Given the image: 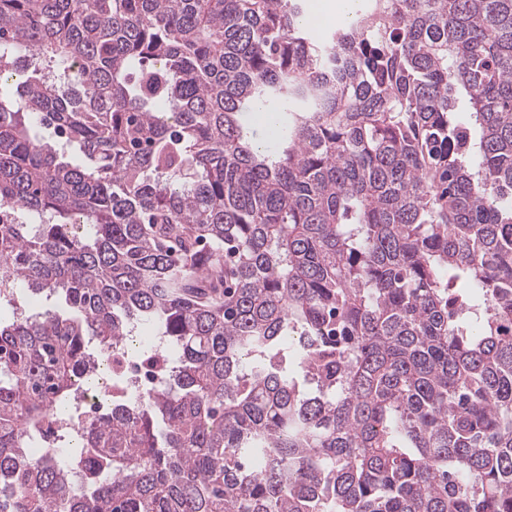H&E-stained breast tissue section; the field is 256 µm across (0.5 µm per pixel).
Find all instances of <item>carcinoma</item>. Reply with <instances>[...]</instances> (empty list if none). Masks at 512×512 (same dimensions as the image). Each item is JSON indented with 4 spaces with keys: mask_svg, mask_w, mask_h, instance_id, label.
I'll use <instances>...</instances> for the list:
<instances>
[{
    "mask_svg": "<svg viewBox=\"0 0 512 512\" xmlns=\"http://www.w3.org/2000/svg\"><path fill=\"white\" fill-rule=\"evenodd\" d=\"M304 2L0 0V512H512V0ZM314 0H305V4L312 5ZM315 4L312 6L310 15L309 9L306 8L304 19L311 26L314 31H318L323 24L330 19L335 11L336 14L341 15L343 13L350 12L354 6V0H342L339 4L333 3L332 0H315ZM243 122L249 127L253 138L257 142L273 144V129L266 114L259 112H244ZM11 299V302L9 300ZM54 298L46 299L45 296H33L22 284L14 288L13 296L3 298L0 303L1 312L12 316L13 310L17 307L18 313L26 315L42 311L44 308L55 305ZM154 333L146 325H138L134 333V341L131 349L128 350L126 357L134 362L140 363L144 358L143 354L150 352L154 346L152 342L145 341V336H153ZM76 402L85 409V417L87 419L94 416H102L108 413L112 408L111 401L104 400L98 391L88 389L87 391H80L76 397Z\"/></svg>",
    "mask_w": 512,
    "mask_h": 512,
    "instance_id": "cac0c4a2",
    "label": "carcinoma"
}]
</instances>
